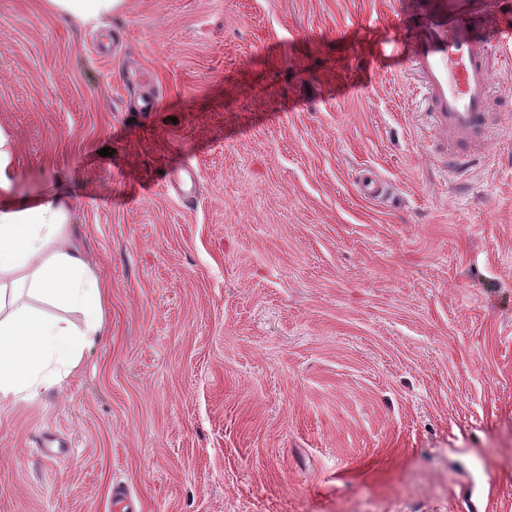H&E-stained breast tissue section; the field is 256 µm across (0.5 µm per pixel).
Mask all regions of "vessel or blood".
<instances>
[{
    "mask_svg": "<svg viewBox=\"0 0 512 512\" xmlns=\"http://www.w3.org/2000/svg\"><path fill=\"white\" fill-rule=\"evenodd\" d=\"M470 5L471 0H434L422 31L408 44L409 68L418 78V89L446 148L448 163L454 167L471 161L466 145L487 138L492 62L512 68V39L506 37L494 45L485 41L470 15ZM358 190L364 199L379 201L386 183L376 172L366 170Z\"/></svg>",
    "mask_w": 512,
    "mask_h": 512,
    "instance_id": "1",
    "label": "vessel or blood"
}]
</instances>
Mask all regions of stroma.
<instances>
[{
  "instance_id": "stroma-1",
  "label": "stroma",
  "mask_w": 512,
  "mask_h": 512,
  "mask_svg": "<svg viewBox=\"0 0 512 512\" xmlns=\"http://www.w3.org/2000/svg\"><path fill=\"white\" fill-rule=\"evenodd\" d=\"M430 3L0 0L17 191L74 200L106 288L77 369L0 406V512H512V72L449 170L378 51ZM50 10L59 17L96 21L123 9L124 0H46ZM358 190L364 199L379 201L386 193V182L376 172L365 170L359 179Z\"/></svg>"
}]
</instances>
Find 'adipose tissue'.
Listing matches in <instances>:
<instances>
[{
    "instance_id": "obj_1",
    "label": "adipose tissue",
    "mask_w": 512,
    "mask_h": 512,
    "mask_svg": "<svg viewBox=\"0 0 512 512\" xmlns=\"http://www.w3.org/2000/svg\"><path fill=\"white\" fill-rule=\"evenodd\" d=\"M57 16L85 22L112 16L124 0H47ZM15 147L0 130V404L22 400L77 368L84 346L103 329L104 287L89 269L58 195L15 192ZM81 312L83 329L63 317L16 308L20 292Z\"/></svg>"
}]
</instances>
